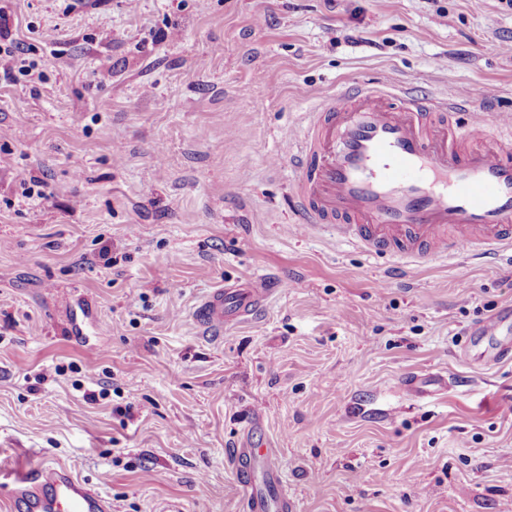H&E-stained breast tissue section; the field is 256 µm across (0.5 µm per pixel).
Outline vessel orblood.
<instances>
[{
    "instance_id": "b4317fda",
    "label": "vessel or blood",
    "mask_w": 512,
    "mask_h": 512,
    "mask_svg": "<svg viewBox=\"0 0 512 512\" xmlns=\"http://www.w3.org/2000/svg\"><path fill=\"white\" fill-rule=\"evenodd\" d=\"M384 89L359 83L325 97L311 112L302 140H285L282 158L296 176L293 213L302 229H329L367 254L408 264L450 259L472 250L512 252V120L469 98L458 108L468 123L451 126L449 105L433 98L388 100ZM490 135L488 144L466 143ZM259 276L225 282L193 308L203 336L220 339L225 327L254 319L282 288ZM469 362L512 360V306L474 324ZM440 373L406 374L399 390L425 401L446 391ZM247 512H298L282 464L266 443L233 451ZM17 512H111L101 492L70 467L38 461L17 468L0 461Z\"/></svg>"
}]
</instances>
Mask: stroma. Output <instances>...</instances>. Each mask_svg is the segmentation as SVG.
Masks as SVG:
<instances>
[{"instance_id":"1","label":"stroma","mask_w":512,"mask_h":512,"mask_svg":"<svg viewBox=\"0 0 512 512\" xmlns=\"http://www.w3.org/2000/svg\"><path fill=\"white\" fill-rule=\"evenodd\" d=\"M0 44L43 74H0V456L112 512H246L252 432L300 512H512V361L459 357L512 260L394 270L303 233L273 163L354 80L512 116L507 0H0ZM264 274L293 286L199 334L204 293ZM416 371L457 385L404 398Z\"/></svg>"}]
</instances>
